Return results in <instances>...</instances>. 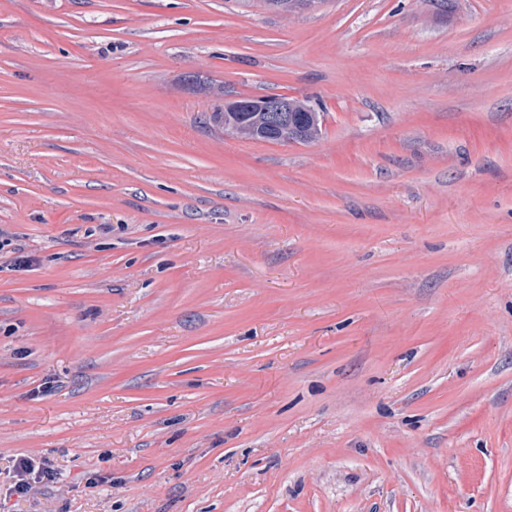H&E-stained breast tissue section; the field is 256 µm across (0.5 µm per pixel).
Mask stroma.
Masks as SVG:
<instances>
[{"instance_id":"1","label":"stroma","mask_w":512,"mask_h":512,"mask_svg":"<svg viewBox=\"0 0 512 512\" xmlns=\"http://www.w3.org/2000/svg\"><path fill=\"white\" fill-rule=\"evenodd\" d=\"M0 512H512V0H0ZM279 95H273L266 98L264 96H255L248 98H237L232 101L224 103V110H217L213 113L214 122L224 125V131L230 134H234L238 127H240L245 121L249 114L247 113H258L254 116V120L248 123L249 126H254L257 122L262 120L263 112H276L274 115L275 119L272 125L273 129H281L285 126L288 132H281L286 139L283 141L280 139L279 133L275 132V137L278 142H287V138L291 142L306 143L308 137V131L317 128L319 122V113L309 108L307 114H299L293 102L302 106L310 107L305 101L291 97ZM231 112H237V121ZM242 120V121H241ZM322 134L321 124L319 128L315 130L313 136H309L307 143H313L317 141ZM14 484L12 492L25 495L31 488V483L52 481L55 479L53 470L44 463L36 462L32 458L16 460L14 464Z\"/></svg>"}]
</instances>
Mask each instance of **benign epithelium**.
<instances>
[{
    "instance_id": "obj_1",
    "label": "benign epithelium",
    "mask_w": 512,
    "mask_h": 512,
    "mask_svg": "<svg viewBox=\"0 0 512 512\" xmlns=\"http://www.w3.org/2000/svg\"><path fill=\"white\" fill-rule=\"evenodd\" d=\"M251 112L274 113L272 128H287L288 139L298 143L306 142L308 131L317 127L319 122V113L311 108L305 114L297 112L293 101L288 96L275 98L255 96L237 98L224 103V131L234 133Z\"/></svg>"
}]
</instances>
